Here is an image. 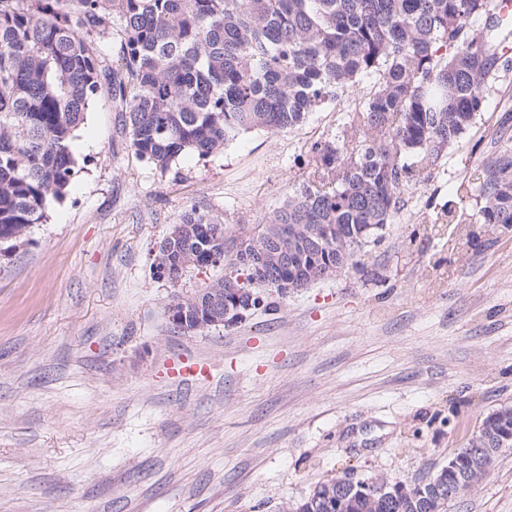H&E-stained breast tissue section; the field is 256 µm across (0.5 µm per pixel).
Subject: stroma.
Masks as SVG:
<instances>
[{
	"mask_svg": "<svg viewBox=\"0 0 512 512\" xmlns=\"http://www.w3.org/2000/svg\"><path fill=\"white\" fill-rule=\"evenodd\" d=\"M506 92L337 275L204 334L173 329V293L222 276L153 273L197 211L257 226L309 178L306 144L252 131L168 172L139 160L110 97L74 141L79 172L46 223L0 256V512H279L351 473L409 482L512 407V230L438 223L467 170L512 139ZM181 359L209 371L173 374ZM448 512H512V450Z\"/></svg>",
	"mask_w": 512,
	"mask_h": 512,
	"instance_id": "1",
	"label": "stroma"
}]
</instances>
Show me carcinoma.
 Returning a JSON list of instances; mask_svg holds the SVG:
<instances>
[{
  "label": "carcinoma",
  "instance_id": "obj_1",
  "mask_svg": "<svg viewBox=\"0 0 512 512\" xmlns=\"http://www.w3.org/2000/svg\"><path fill=\"white\" fill-rule=\"evenodd\" d=\"M122 33L118 64L104 40ZM512 41L493 0H0V246H17L47 221L77 173L76 132L108 92L122 104L135 154L162 171L187 154L207 156L241 134L290 131L339 106L363 82L341 133L308 149L313 177L255 233L193 210L175 224L155 261L202 268L224 254L230 272L172 304L189 333L250 294L308 285L349 266L396 213L406 192L440 166L444 151L485 109ZM444 204L448 223L474 199L478 222L512 228V147L475 168ZM512 436V408L486 416L469 438L492 448ZM497 453L455 473L384 495L336 494L317 483L281 512H448L490 473ZM440 478L454 494L430 497Z\"/></svg>",
  "mask_w": 512,
  "mask_h": 512
}]
</instances>
